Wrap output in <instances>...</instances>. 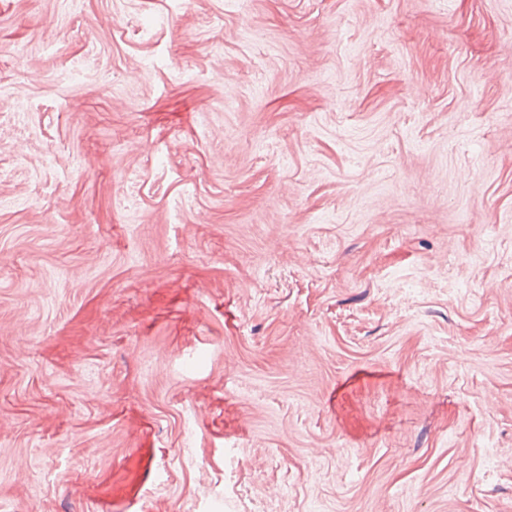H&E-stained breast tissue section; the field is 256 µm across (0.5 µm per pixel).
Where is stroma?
<instances>
[{
  "instance_id": "35a3bbf8",
  "label": "stroma",
  "mask_w": 512,
  "mask_h": 512,
  "mask_svg": "<svg viewBox=\"0 0 512 512\" xmlns=\"http://www.w3.org/2000/svg\"><path fill=\"white\" fill-rule=\"evenodd\" d=\"M0 512H512V0H0Z\"/></svg>"
}]
</instances>
